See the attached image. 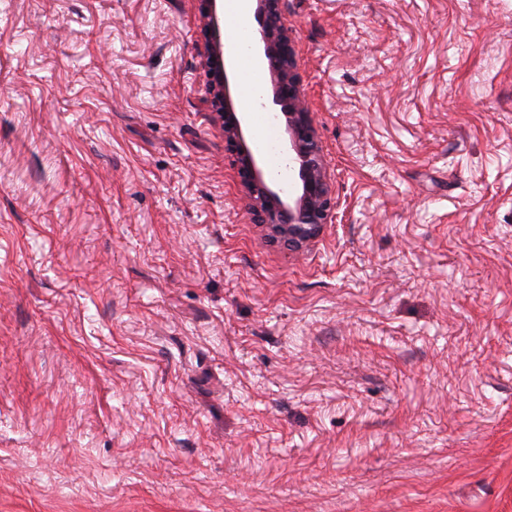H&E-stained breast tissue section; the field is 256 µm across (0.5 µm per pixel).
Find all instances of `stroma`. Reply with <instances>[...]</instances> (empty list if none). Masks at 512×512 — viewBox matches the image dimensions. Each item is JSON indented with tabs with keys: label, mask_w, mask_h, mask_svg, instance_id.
I'll list each match as a JSON object with an SVG mask.
<instances>
[{
	"label": "stroma",
	"mask_w": 512,
	"mask_h": 512,
	"mask_svg": "<svg viewBox=\"0 0 512 512\" xmlns=\"http://www.w3.org/2000/svg\"><path fill=\"white\" fill-rule=\"evenodd\" d=\"M338 206L265 241L200 0H0V512H512V0H286Z\"/></svg>",
	"instance_id": "1"
}]
</instances>
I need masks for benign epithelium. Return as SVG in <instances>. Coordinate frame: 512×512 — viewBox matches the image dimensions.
Returning a JSON list of instances; mask_svg holds the SVG:
<instances>
[{
    "instance_id": "7a95c632",
    "label": "benign epithelium",
    "mask_w": 512,
    "mask_h": 512,
    "mask_svg": "<svg viewBox=\"0 0 512 512\" xmlns=\"http://www.w3.org/2000/svg\"><path fill=\"white\" fill-rule=\"evenodd\" d=\"M218 0H201L208 35L206 66L210 92L224 129V141L235 154L242 184L255 222L270 243L301 250L321 237L332 223L336 196L329 166L312 113L306 105L296 54L283 16V0H255L260 38L255 51L267 67L272 102L282 108L289 135L290 161L298 166L301 193L294 198L266 179L259 160L247 144L244 115L235 107L219 36Z\"/></svg>"
}]
</instances>
